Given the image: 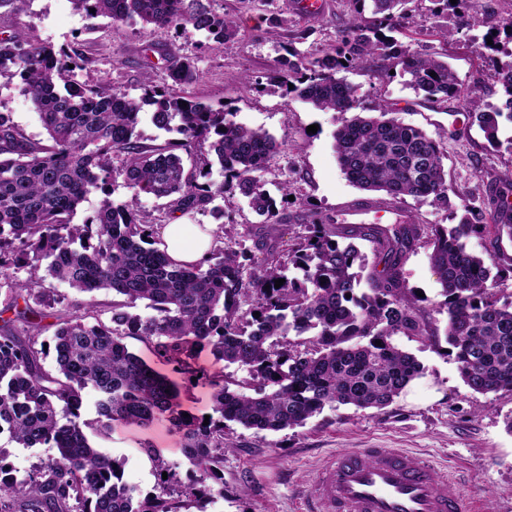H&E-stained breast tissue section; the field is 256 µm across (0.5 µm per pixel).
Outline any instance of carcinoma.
<instances>
[{
  "label": "carcinoma",
  "instance_id": "cac0c4a2",
  "mask_svg": "<svg viewBox=\"0 0 512 512\" xmlns=\"http://www.w3.org/2000/svg\"><path fill=\"white\" fill-rule=\"evenodd\" d=\"M367 1L373 20L366 23L356 12L344 49L288 62L287 71L271 78L272 87L295 91L321 110L351 111L354 89L337 73L390 53L388 32L407 2L351 0ZM69 3L78 13L109 18L116 30L138 21L204 31L220 46L238 34L234 18L194 9L186 0ZM419 26L453 36L448 16L433 10L420 16ZM399 60L407 84L428 100L465 101L478 91L476 84L462 89L437 56L402 50ZM79 68L68 51L21 36L13 18L0 12V78H19V92L48 135L47 142H35L0 112V276L8 288L0 307V427H8L10 442L20 448L53 450L20 476L8 462L10 449L0 447V512H180L186 499L224 494V423L279 432L304 426L327 407L389 406L423 373L394 337L439 340L402 274L409 256L425 244L432 247L430 263L445 297L448 355L463 381L476 393L512 394V300L502 304L499 298L512 280V257L500 247L503 238L512 241L511 170L489 186L480 207L464 205L468 216L450 228L414 222L378 231L374 224L341 227L314 215L300 225L285 256L245 227L243 236L266 249L258 268L249 264V249L224 247L220 235V246L206 259L180 266L156 247L155 225L141 216L137 197L168 198L183 213L209 207L222 218L220 201L239 194L264 223L280 224L283 214L263 180L279 144L265 130L236 122L235 113L181 95L178 88L200 79L189 58L171 63L170 84L149 86L139 97L97 86L78 89L72 77ZM495 78L507 95L505 109L474 113L490 141L499 118L512 119V62ZM146 106L153 107L156 127L181 139L143 144L136 129ZM378 111L376 117L353 116L335 133L334 150L349 182L395 201L447 200L436 143L386 108ZM179 150L199 153L201 165L186 168ZM215 163L224 176L220 182L205 170ZM116 173L133 192L128 201L112 198ZM98 192L93 216L71 223L79 205ZM485 236V254L468 249L470 238ZM11 269H26L28 277H11ZM49 277L89 298L64 302L45 285ZM278 279L284 283L277 288ZM100 291L121 297L112 301L108 324L94 299ZM139 302L155 315L130 312ZM8 311L12 317H1ZM45 317L59 320L53 372L42 364ZM128 337L151 344L159 362L206 382L209 417H183L174 384L129 351ZM201 347L246 376L209 375L194 363ZM87 391L95 397L92 421L83 412ZM159 418L179 435L196 480L183 483L176 465L146 444L158 484L145 495L123 480L124 460L92 446L85 429L108 434L117 425L148 427Z\"/></svg>",
  "mask_w": 512,
  "mask_h": 512
}]
</instances>
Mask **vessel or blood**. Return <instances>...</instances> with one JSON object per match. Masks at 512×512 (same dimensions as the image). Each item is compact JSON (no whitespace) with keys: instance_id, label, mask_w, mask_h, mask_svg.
I'll return each instance as SVG.
<instances>
[{"instance_id":"obj_1","label":"vessel or blood","mask_w":512,"mask_h":512,"mask_svg":"<svg viewBox=\"0 0 512 512\" xmlns=\"http://www.w3.org/2000/svg\"><path fill=\"white\" fill-rule=\"evenodd\" d=\"M337 224L409 223L403 210L371 202L337 210ZM304 512H472L460 484L427 457L397 448H348L318 472Z\"/></svg>"}]
</instances>
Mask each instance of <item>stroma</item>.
I'll return each mask as SVG.
<instances>
[{
	"instance_id": "stroma-1",
	"label": "stroma",
	"mask_w": 512,
	"mask_h": 512,
	"mask_svg": "<svg viewBox=\"0 0 512 512\" xmlns=\"http://www.w3.org/2000/svg\"><path fill=\"white\" fill-rule=\"evenodd\" d=\"M206 9L232 14L240 34L217 45L202 33L157 31L142 25L125 26L113 34L108 18L88 17L71 8L69 0H5L1 8L13 12L16 29L56 49L84 57L76 70L78 85L112 88L136 97L149 85H163L173 60L195 61L201 78L185 90L186 96L212 105H224L235 119L266 130L281 150L264 174L271 196H279L288 183L293 199L285 205L283 223L264 225L239 195L226 197L224 216L210 211L182 213L167 201L143 195L137 208L154 224H208L224 227L225 245L237 246L244 225H253L268 245L287 253L299 225L308 223L310 211L332 215L345 202L371 200V192L353 186L342 173L333 134L340 114L321 111L297 96L269 91L268 78L285 60L311 59L332 47H342L343 31L353 7L350 0H328L322 18L300 14L296 0H199ZM431 0H410L409 12L397 21L392 37L398 48L445 56L458 84H480L477 96L456 101L432 102L406 85L398 59L374 60L369 71L347 72L356 89V114L371 115L384 105L403 124L418 128L439 144L446 156L447 199L419 201L404 197L403 210L422 224L458 223L467 201L481 197L487 184L512 170V122L501 120L498 145H491L472 112L501 105L505 94L494 78L497 67L512 61V42L498 53L480 59L473 44L491 26L512 22V0H460L448 8V26L455 37L444 42L419 30L421 12ZM251 90H243V79ZM0 111L11 113L15 124L32 140H46L41 118L30 101L14 85L0 79ZM317 132H310V125ZM430 247L412 254L403 276L408 287L422 292L420 309L432 327L441 329L446 315L440 310L438 275L429 260ZM396 343L413 353L424 367L391 405L382 410H358L351 406L325 409L305 426L277 433L255 432L235 424L225 431L235 448L224 455V494L205 505L191 504L188 512H301L303 494L317 471L347 448H399L414 456L430 457L440 474L456 478L474 501L475 512H512V396L479 394L462 380L446 342L423 345L397 335ZM129 350L176 383L185 406L202 416L210 411L209 388L173 372L159 363L150 344L127 338ZM86 435L95 446L108 449L125 462L124 479L143 492L153 491L158 479L153 463L142 449L150 442L177 466L182 482L194 475L184 459L178 435L167 422L151 429L114 428L110 436L94 430Z\"/></svg>"
}]
</instances>
